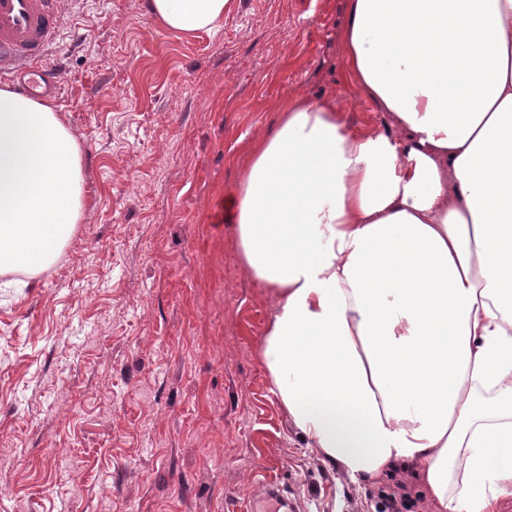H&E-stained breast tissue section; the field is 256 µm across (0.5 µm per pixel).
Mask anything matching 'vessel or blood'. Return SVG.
Instances as JSON below:
<instances>
[{
  "mask_svg": "<svg viewBox=\"0 0 512 512\" xmlns=\"http://www.w3.org/2000/svg\"><path fill=\"white\" fill-rule=\"evenodd\" d=\"M63 0H0V80L22 93L57 92L44 58L61 39Z\"/></svg>",
  "mask_w": 512,
  "mask_h": 512,
  "instance_id": "obj_1",
  "label": "vessel or blood"
}]
</instances>
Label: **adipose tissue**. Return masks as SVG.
Wrapping results in <instances>:
<instances>
[{"label": "adipose tissue", "instance_id": "1", "mask_svg": "<svg viewBox=\"0 0 512 512\" xmlns=\"http://www.w3.org/2000/svg\"><path fill=\"white\" fill-rule=\"evenodd\" d=\"M233 0H148L168 30ZM357 86L403 132L286 109L232 201L277 298L263 358L294 427L356 484L415 467L439 512L512 496V0H349ZM85 215L53 104L0 88V272L51 266Z\"/></svg>", "mask_w": 512, "mask_h": 512}]
</instances>
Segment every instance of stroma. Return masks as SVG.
<instances>
[{
	"label": "stroma",
	"mask_w": 512,
	"mask_h": 512,
	"mask_svg": "<svg viewBox=\"0 0 512 512\" xmlns=\"http://www.w3.org/2000/svg\"><path fill=\"white\" fill-rule=\"evenodd\" d=\"M347 18V0H235L184 38L146 0L66 4L52 103L82 146L87 206L50 268L0 273V512H229L269 479L302 512H378L386 481L321 462L273 392V293L231 206L295 100L397 134L353 81Z\"/></svg>",
	"instance_id": "35a3bbf8"
}]
</instances>
